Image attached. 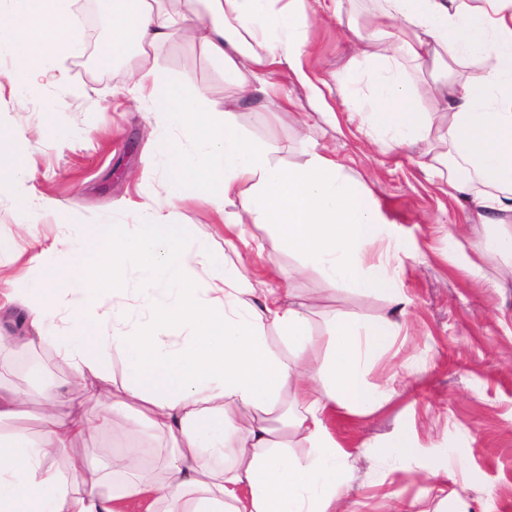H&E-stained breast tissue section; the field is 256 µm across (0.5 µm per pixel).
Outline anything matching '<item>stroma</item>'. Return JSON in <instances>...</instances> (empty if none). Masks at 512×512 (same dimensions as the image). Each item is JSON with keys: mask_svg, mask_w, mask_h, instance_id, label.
<instances>
[{"mask_svg": "<svg viewBox=\"0 0 512 512\" xmlns=\"http://www.w3.org/2000/svg\"><path fill=\"white\" fill-rule=\"evenodd\" d=\"M376 7L374 0H343L340 11L319 14L301 60L315 83L330 88L335 125L318 121L308 91L288 66L270 79L292 100L287 111L239 108L234 118L248 137L272 147L273 162L303 164L309 153L325 154L360 187L373 193L391 222L390 233L404 254L396 286L411 301L390 351L368 368L371 382L390 381V400L366 416L336 414L328 427L353 466L354 479L336 500V512H512V324L500 326V309L512 310V280L490 288L456 264L450 234H471L478 210L470 198L450 190L417 163L416 151L368 135L350 114L360 100L342 105L338 96L345 65H361L353 27ZM152 62L162 76L190 77L209 102L223 106L231 93L222 67L199 43L176 39L160 47ZM129 56L107 69H81L77 58L35 74L28 89L0 77V133L11 142L5 163L28 173V194L47 197L45 212L0 194V236L14 238L13 254L0 257V279L27 287L65 269L69 249L55 248L63 224H134L141 206L164 195L166 180L150 135L146 105L135 99ZM192 241L207 242L227 263L256 265L272 259L290 276L295 293L316 299L310 315L314 333H324L337 312L372 319L386 312L384 299L339 288L328 290L321 273L301 269L270 230L249 225L247 245L224 247V217L200 200L179 209ZM422 254L414 262L413 254ZM28 359L50 383L71 378L47 346H17L0 355L7 379L31 413L45 388L23 370ZM413 450L395 455L399 435ZM119 433L101 432L75 448L61 449L54 466L70 483L72 452L101 464L105 452L124 445Z\"/></svg>", "mask_w": 512, "mask_h": 512, "instance_id": "stroma-1", "label": "stroma"}]
</instances>
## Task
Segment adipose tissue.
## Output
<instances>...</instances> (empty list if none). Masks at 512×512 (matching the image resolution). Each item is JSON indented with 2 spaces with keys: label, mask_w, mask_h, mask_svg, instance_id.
Returning a JSON list of instances; mask_svg holds the SVG:
<instances>
[{
  "label": "adipose tissue",
  "mask_w": 512,
  "mask_h": 512,
  "mask_svg": "<svg viewBox=\"0 0 512 512\" xmlns=\"http://www.w3.org/2000/svg\"><path fill=\"white\" fill-rule=\"evenodd\" d=\"M206 15L177 12L163 0H96L107 31L94 61L108 68L127 56L140 66L135 85L155 119V148L167 176L163 197L144 205L136 224H85L65 275L30 283L18 304L23 341L54 349L71 381L45 394L39 432L15 427L22 400L0 384V512H334L349 483L344 454L326 420L343 411L366 415L383 393L366 378L402 325L407 300L389 270L402 257L371 192L319 153L285 168L268 146L246 137L233 112L209 105L189 81L173 82L151 64L174 34L199 42L224 69L234 102L283 99L269 81L288 65L313 106L335 121L301 54L309 29L296 18L300 0H204ZM363 22L359 51L367 70L348 69L343 89L367 85L360 116L374 134L411 143L419 165L481 209L484 242L457 244L472 276V255L489 245L504 257L498 275L512 279V0H379ZM75 0H0V51L11 83L28 87L35 68L85 52ZM453 74L445 87L421 79L424 67ZM432 100L431 109L415 101ZM181 131L195 151L168 138ZM205 195L218 211L235 207L224 244L235 248L249 224L268 227L280 243L318 269L329 287L383 295L391 312L365 322L335 315L327 335L313 334L315 301L279 287L270 270L222 263L206 245L184 246L176 219L183 201ZM210 275L209 287L192 277ZM137 282L143 320L123 299ZM68 299L60 303L57 292ZM274 328L287 353L273 350ZM119 355L121 394L93 415L76 404L93 398L91 380ZM127 419V435L148 429L170 451L159 477L142 472V451H111L106 466L72 456L82 483L52 466L59 449ZM308 449L305 457L293 456Z\"/></svg>",
  "instance_id": "1"
}]
</instances>
